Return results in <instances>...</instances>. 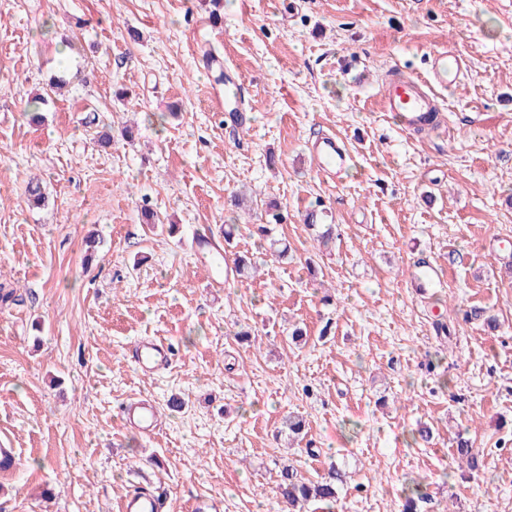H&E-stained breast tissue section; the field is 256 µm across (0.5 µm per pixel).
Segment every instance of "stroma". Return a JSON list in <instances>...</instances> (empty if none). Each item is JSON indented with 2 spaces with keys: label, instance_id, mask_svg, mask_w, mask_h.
Wrapping results in <instances>:
<instances>
[{
  "label": "stroma",
  "instance_id": "stroma-1",
  "mask_svg": "<svg viewBox=\"0 0 512 512\" xmlns=\"http://www.w3.org/2000/svg\"><path fill=\"white\" fill-rule=\"evenodd\" d=\"M207 50L238 77L242 126L214 106ZM441 50L467 65L436 91L446 128L405 131L384 88ZM325 134L351 154L334 177L310 159ZM318 204L326 246L304 220ZM225 224L251 267L213 288L189 240ZM497 242L512 252V0H0V446L21 455L0 512H119L145 478L167 512H285L283 466L333 464L346 485L304 512H512ZM154 336L173 361L143 375L128 350ZM136 396L154 436L119 415Z\"/></svg>",
  "mask_w": 512,
  "mask_h": 512
}]
</instances>
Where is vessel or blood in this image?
I'll list each match as a JSON object with an SVG mask.
<instances>
[{
  "label": "vessel or blood",
  "mask_w": 512,
  "mask_h": 512,
  "mask_svg": "<svg viewBox=\"0 0 512 512\" xmlns=\"http://www.w3.org/2000/svg\"><path fill=\"white\" fill-rule=\"evenodd\" d=\"M463 71L461 60L440 53L433 57L427 77H411L388 85L384 97L388 111L401 114L406 128L416 129L427 124L437 105L433 96L434 87H445L455 83ZM311 156L317 170L334 176L346 166L349 154L335 136L317 138L311 147ZM133 362L138 371L154 373L165 368L171 361L168 345L162 340L151 338L138 342L131 350ZM126 424L145 436L155 434L159 425V413L153 401L142 398L128 402L121 409ZM167 492L156 488L124 498L121 512H163Z\"/></svg>",
  "instance_id": "b4317fda"
}]
</instances>
